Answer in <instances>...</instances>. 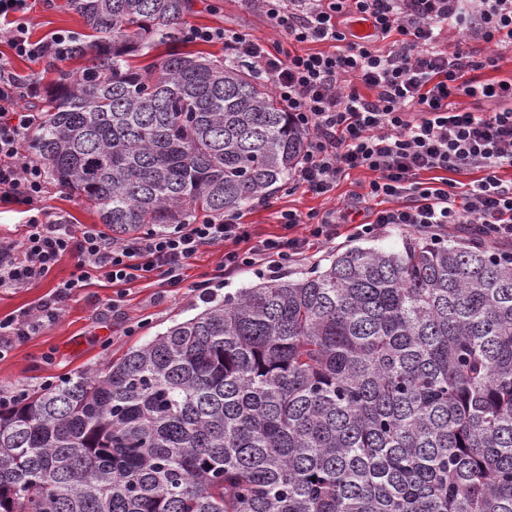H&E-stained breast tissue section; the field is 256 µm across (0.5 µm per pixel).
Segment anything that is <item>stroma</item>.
I'll list each match as a JSON object with an SVG mask.
<instances>
[{
	"instance_id": "35a3bbf8",
	"label": "stroma",
	"mask_w": 512,
	"mask_h": 512,
	"mask_svg": "<svg viewBox=\"0 0 512 512\" xmlns=\"http://www.w3.org/2000/svg\"><path fill=\"white\" fill-rule=\"evenodd\" d=\"M66 0H41L31 20L33 39L49 37L62 30L79 31L80 17L65 7ZM189 27H231L254 39L273 43L276 35L264 14L246 0H192L185 17ZM371 171L357 169L337 182L329 198L308 192L296 182L277 189L271 196L250 202L238 212L239 221L249 233L239 244L247 249L257 241L282 235L278 220L281 211L294 210L321 218L330 210L343 211L356 204ZM45 204L52 212L66 215L74 230L98 223L99 216L82 198L55 184H48ZM335 241H309L303 254L285 264L281 275L291 279L304 277L313 268L326 265L332 255L355 246L396 250L409 231L389 226L371 237H358L352 225L338 228ZM72 257H62L45 278L25 288H0V319L13 316L49 295L54 285L75 273ZM266 268L254 266L237 270L224 267L223 246L202 248L185 270L181 287L171 288L162 279L110 284L96 279L67 303L59 320L20 342L13 343L0 356V393L30 391L47 380L57 382L88 371L101 370L107 361L121 357L129 348L150 341L175 323L201 312L206 301L201 291L221 297L270 279ZM134 335H126L129 325Z\"/></svg>"
}]
</instances>
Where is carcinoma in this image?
<instances>
[{
	"instance_id": "cac0c4a2",
	"label": "carcinoma",
	"mask_w": 512,
	"mask_h": 512,
	"mask_svg": "<svg viewBox=\"0 0 512 512\" xmlns=\"http://www.w3.org/2000/svg\"><path fill=\"white\" fill-rule=\"evenodd\" d=\"M190 0H66L32 149L121 239L287 184L253 67L168 51ZM81 59L71 73L60 64ZM0 512H512V257L479 231L354 247L227 294L0 408Z\"/></svg>"
}]
</instances>
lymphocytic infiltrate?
I'll use <instances>...</instances> for the list:
<instances>
[{
	"label": "lymphocytic infiltrate",
	"mask_w": 512,
	"mask_h": 512,
	"mask_svg": "<svg viewBox=\"0 0 512 512\" xmlns=\"http://www.w3.org/2000/svg\"><path fill=\"white\" fill-rule=\"evenodd\" d=\"M36 0H0L8 22L10 54L0 55V206L21 208V239L0 241V288H22L46 277L66 254L77 272L58 282L37 305L0 320V345H12L59 319L65 303L94 278L109 283L162 278L180 286L190 260L203 248L239 242L246 232L236 216L177 224L114 241L97 229L70 230L67 220L43 204V165L21 148L39 115L18 106L35 84L19 85L13 57L42 60L66 37L32 39L27 22ZM282 40L263 42L226 28H191L194 41L223 42L235 57L264 75L285 111L304 133L298 184L318 196L330 193L349 171L365 168L375 177L363 197L378 203L369 221L355 228L369 236L387 225L440 235L458 224L478 226L493 242H512V184L498 170L512 168V80L480 83L473 71L494 65L479 56L471 35L484 42L512 44V0H255ZM370 22L365 37L352 34L350 18ZM461 38L453 51L437 44L445 24ZM390 41L389 51L376 47ZM333 43L331 53L291 51L294 43ZM503 101L496 112L461 109L459 97ZM476 171L470 183L450 180L453 172ZM285 235L246 250L226 249L230 268H277L302 254L307 238L336 237V214L311 223L292 210L281 212ZM305 226L307 238L293 236Z\"/></svg>",
	"instance_id": "lymphocytic-infiltrate-1"
}]
</instances>
